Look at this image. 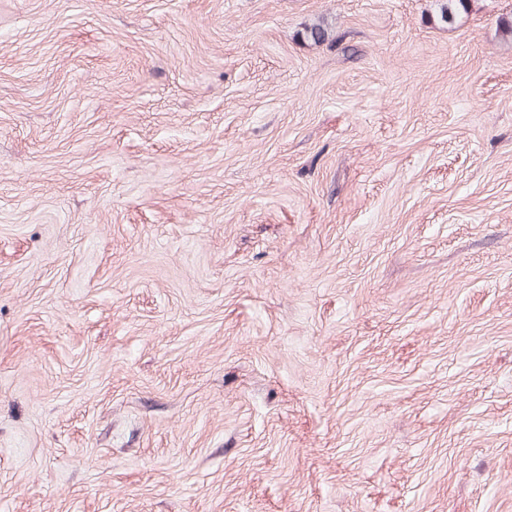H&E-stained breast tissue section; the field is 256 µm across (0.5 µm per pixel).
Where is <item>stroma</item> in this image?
I'll use <instances>...</instances> for the list:
<instances>
[{
  "label": "stroma",
  "instance_id": "35a3bbf8",
  "mask_svg": "<svg viewBox=\"0 0 512 512\" xmlns=\"http://www.w3.org/2000/svg\"><path fill=\"white\" fill-rule=\"evenodd\" d=\"M434 10L0 0V512H512V0ZM476 0H435V20L438 24L451 26L456 22L460 13L471 10V2Z\"/></svg>",
  "mask_w": 512,
  "mask_h": 512
}]
</instances>
